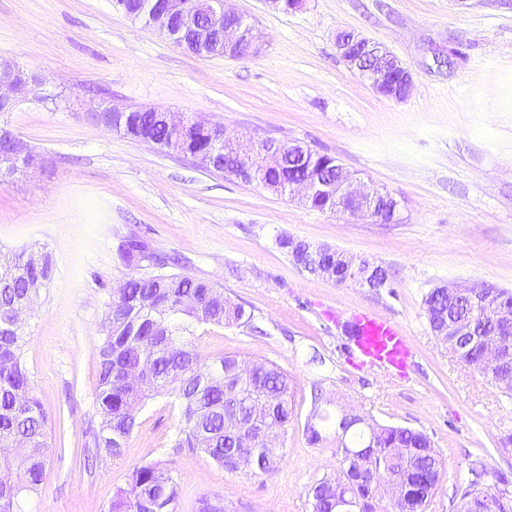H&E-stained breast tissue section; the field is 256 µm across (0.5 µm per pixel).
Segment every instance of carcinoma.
I'll use <instances>...</instances> for the list:
<instances>
[{"label":"carcinoma","mask_w":512,"mask_h":512,"mask_svg":"<svg viewBox=\"0 0 512 512\" xmlns=\"http://www.w3.org/2000/svg\"><path fill=\"white\" fill-rule=\"evenodd\" d=\"M128 136L140 131L151 145L166 152L181 141L183 157L202 166L210 154L215 132L194 126L177 134L153 112H128L116 126ZM294 177L306 173L286 156L279 173ZM293 263L302 266L304 247L291 238L279 239ZM27 266L24 255H0V455H8L15 441L27 448L13 466L0 469V512H17L19 499L42 484L49 450V418L32 387L23 361V326H8L5 314L31 292L30 284L46 287L53 276L50 252ZM120 256L126 265L161 269L163 261L138 236L124 237ZM483 299L459 302L454 312L473 315L485 327L493 325L498 308L512 305V292L489 288ZM431 331L448 319V295L431 289L424 297ZM253 315L232 305L216 285L186 274L149 272L126 281L113 296L101 322L98 350V417L92 445L109 439L116 445L113 459L124 457L126 443L137 426L136 412L160 395L174 398L181 409L182 426L174 442L178 448L199 450L230 472L267 473L281 460L278 449L293 421L291 381L276 365L248 363L236 355H201L192 337L200 325L251 322ZM487 336H464L461 361L489 384L512 395V353L491 364L484 355ZM322 395H314L307 423L311 442L323 440L320 428H334L338 468L310 488L312 512H425L441 479L443 460L430 437L418 430L371 423L343 425V413L319 410ZM456 512H512V476L489 472L472 463L470 478L455 494ZM177 485L160 461L132 466L125 485L113 495L108 512H176Z\"/></svg>","instance_id":"1"}]
</instances>
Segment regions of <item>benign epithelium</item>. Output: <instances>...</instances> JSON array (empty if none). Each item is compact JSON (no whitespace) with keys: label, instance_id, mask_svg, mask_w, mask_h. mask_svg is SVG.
<instances>
[{"label":"benign epithelium","instance_id":"7a95c632","mask_svg":"<svg viewBox=\"0 0 512 512\" xmlns=\"http://www.w3.org/2000/svg\"><path fill=\"white\" fill-rule=\"evenodd\" d=\"M230 0H144L142 6L147 27L157 28L172 44L197 55H224L231 58L257 55L265 46L261 33L230 5ZM340 58L362 79L369 82L379 95L392 100H405L413 87L411 71L383 45L366 36L345 31L336 38ZM42 80L10 60L0 61V105L11 111L26 100ZM156 109L144 107L142 111ZM127 106H97L90 112L91 119L108 129L113 128L104 117L106 112H129ZM161 121L175 132L189 126H204L223 131V126L211 124L197 116H186L169 109H158ZM0 136L10 139V150L4 162L12 164L30 156L22 143L3 131ZM225 151L242 163L243 171L251 181L280 194L299 195L305 204L312 206L319 199L331 202L332 208L351 215H367L383 224L402 220L401 203L394 196L375 188L354 186L351 174L336 165V177L319 179L304 177L281 180L275 184L267 181L269 171L281 163L283 153L304 161L317 153L300 144L287 143L273 138H260L250 148L242 149L235 140L216 142V151ZM326 247L310 246L306 252L305 270L316 272L325 269ZM344 269L346 280L363 288H373V276L382 266L366 259L352 260L336 266Z\"/></svg>","mask_w":512,"mask_h":512}]
</instances>
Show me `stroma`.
<instances>
[{
	"instance_id": "1",
	"label": "stroma",
	"mask_w": 512,
	"mask_h": 512,
	"mask_svg": "<svg viewBox=\"0 0 512 512\" xmlns=\"http://www.w3.org/2000/svg\"><path fill=\"white\" fill-rule=\"evenodd\" d=\"M264 34L257 56H201L116 10L112 0H0V59L41 76L37 93L0 112L34 166L0 185V249L51 251L55 270L28 319L24 359L53 421L45 478L18 512H106L130 466L165 461L177 512L199 497L229 512H310L308 490L338 465L332 429L308 440L313 390L328 411L355 409L426 433L445 467L426 512H453L473 462L512 472V396L432 334L424 294L457 281L512 290V0H306L283 13L231 0ZM354 29L413 75L408 99L376 94L339 58ZM100 102L199 115L249 138L297 142L334 157L402 203V221L318 211L93 122ZM136 234L171 257L167 270L215 284L249 324L203 326L209 357L236 354L284 369L294 424L265 474L231 473L178 448L181 411L149 401L123 460L88 456L97 424L100 323L136 267L118 248ZM325 245L387 266L389 287L336 284L297 267L278 240ZM402 325L412 360L385 373L363 364L345 332L359 313Z\"/></svg>"
}]
</instances>
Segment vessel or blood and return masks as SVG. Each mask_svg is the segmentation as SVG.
<instances>
[{
  "instance_id": "1",
  "label": "vessel or blood",
  "mask_w": 512,
  "mask_h": 512,
  "mask_svg": "<svg viewBox=\"0 0 512 512\" xmlns=\"http://www.w3.org/2000/svg\"><path fill=\"white\" fill-rule=\"evenodd\" d=\"M355 322L360 329L354 343L358 358L389 372L407 367L411 357L410 338L399 323L366 314L357 316Z\"/></svg>"
}]
</instances>
